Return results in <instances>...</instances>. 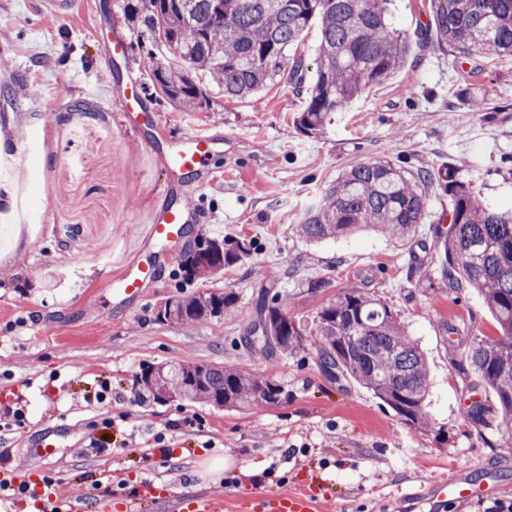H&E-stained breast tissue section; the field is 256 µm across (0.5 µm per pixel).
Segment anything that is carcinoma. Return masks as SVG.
<instances>
[{"instance_id":"cac0c4a2","label":"carcinoma","mask_w":512,"mask_h":512,"mask_svg":"<svg viewBox=\"0 0 512 512\" xmlns=\"http://www.w3.org/2000/svg\"><path fill=\"white\" fill-rule=\"evenodd\" d=\"M437 42L458 60L473 56L512 57V0H428ZM388 0H129L126 9L151 49L156 93L193 112L207 104V89L186 72L208 78L230 99L257 96L276 79L302 83L309 64L288 57L313 22L320 41L313 60L315 83L297 124L316 133L330 114L385 82L413 53V42L388 18ZM438 183L450 202L447 234L436 231L443 253L440 274L457 293H481L494 316L497 338H474L468 366L495 398L512 443V212H498L469 187L458 169L408 170L389 159L346 169L300 224L309 241L348 236L373 228L391 239L414 236L427 218L426 188ZM221 241L205 238L188 245L180 261L183 279L216 274L229 261ZM234 301L227 292L176 296L165 319L173 323L224 314ZM250 344L269 353L294 354L315 348L322 368L348 375L402 420L430 423L426 411L431 381L418 344L381 300L355 288L340 291L316 316L315 331L288 315L278 296L261 306ZM140 382L154 398L255 409L281 404L288 391L269 376L244 367L200 362L148 365Z\"/></svg>"}]
</instances>
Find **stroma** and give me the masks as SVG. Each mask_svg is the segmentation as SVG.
<instances>
[{
	"mask_svg": "<svg viewBox=\"0 0 512 512\" xmlns=\"http://www.w3.org/2000/svg\"><path fill=\"white\" fill-rule=\"evenodd\" d=\"M124 0H78L57 19L42 0H0V206L35 208L34 222L0 228V470L51 476L83 492L104 512H177L191 496H210L234 512L230 493L276 498L306 491L318 512H461L457 502L410 505L397 487L463 474L486 484L488 499L469 512L512 503V447L498 445L501 418L492 393L465 359L467 337H497L481 295L456 294L439 273L435 230L449 202L427 192L429 217L398 243L364 230L310 242L298 225L307 208L348 166L388 158L410 170L458 166L481 199L512 208V57L458 63L428 32L427 0H395L396 27L416 46L392 78L335 112L318 134L301 132L314 81L281 82L253 99L210 90V105L185 112L154 94L145 65L148 39L123 13ZM127 53L111 58L115 40ZM144 85L138 125L117 105L132 79ZM209 132L218 149L190 187L143 137ZM179 190L199 214L192 236L241 243L245 252L217 275L180 283L184 242L143 301L115 306L103 284L148 249L150 215ZM327 287L314 290L310 281ZM386 302L425 352L432 382L431 425L401 420L350 378L335 379L315 350L269 355L248 330L265 293H279L295 319L312 324L341 289ZM233 293L228 312L162 324L167 298ZM465 340L449 346L448 329ZM204 362L247 365L286 385L288 400L260 411L200 402H156L137 383L143 365ZM485 420L466 415L472 401ZM112 428H104L106 420ZM68 424L56 455L30 456L38 431ZM156 496L141 501L144 484Z\"/></svg>",
	"mask_w": 512,
	"mask_h": 512,
	"instance_id": "1",
	"label": "stroma"
}]
</instances>
